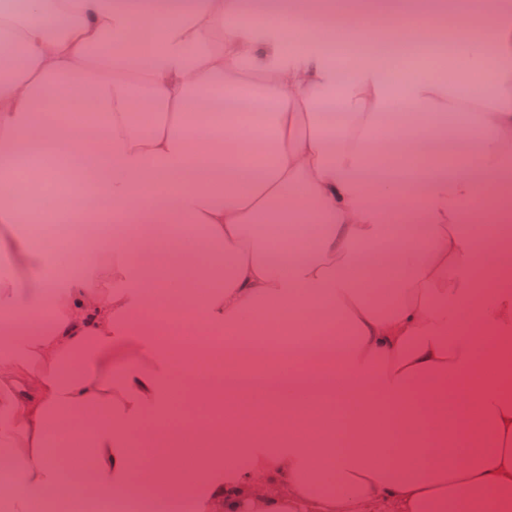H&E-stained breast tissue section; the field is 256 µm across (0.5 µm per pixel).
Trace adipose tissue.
Returning a JSON list of instances; mask_svg holds the SVG:
<instances>
[{
    "mask_svg": "<svg viewBox=\"0 0 512 512\" xmlns=\"http://www.w3.org/2000/svg\"><path fill=\"white\" fill-rule=\"evenodd\" d=\"M459 45L454 85L390 78L387 30L347 20L367 49L340 72L327 17H243L241 0L190 9L130 0H26L0 13L20 66L0 65V496L40 512L62 490L140 501L145 512H512V265L489 225L512 171V25ZM303 34L287 49L284 28ZM345 123L327 131L322 106ZM480 144L441 156L446 116ZM77 169L34 206L29 180ZM26 224H72L76 262L21 287L51 258ZM272 224L314 225L306 242ZM166 269L167 283L155 273ZM206 285L186 292L188 278ZM182 313L201 337L174 346ZM342 318L351 338L308 336ZM295 353L249 345L258 329ZM225 334V367L277 361L270 397L305 407L291 433L267 412L220 401L198 361ZM204 405L181 448L155 449L178 393ZM80 458L66 471L60 460Z\"/></svg>",
    "mask_w": 512,
    "mask_h": 512,
    "instance_id": "obj_1",
    "label": "adipose tissue"
}]
</instances>
